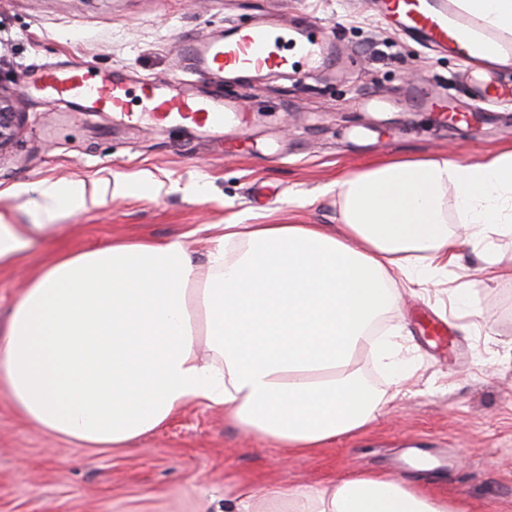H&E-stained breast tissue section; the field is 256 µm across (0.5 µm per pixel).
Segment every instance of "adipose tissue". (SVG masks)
Wrapping results in <instances>:
<instances>
[{"label": "adipose tissue", "mask_w": 512, "mask_h": 512, "mask_svg": "<svg viewBox=\"0 0 512 512\" xmlns=\"http://www.w3.org/2000/svg\"><path fill=\"white\" fill-rule=\"evenodd\" d=\"M479 21L472 59L512 66V0H454ZM492 38H484L483 30ZM454 186L458 226L443 191ZM339 230L326 224L225 225L197 266L181 238L115 241L52 257L0 328V396L24 419L87 448H119L165 425L184 405L223 411L278 449L280 460L362 429L383 406L358 365L371 323L399 305L396 277L426 285L479 250L497 268L512 236V146L462 164L439 155L389 157L335 181ZM85 183L13 189L41 204L43 224L0 214V268L18 264L57 216L82 208ZM389 328L373 355L394 385L414 373ZM289 512H486L384 472H359L307 492L252 487Z\"/></svg>", "instance_id": "1"}]
</instances>
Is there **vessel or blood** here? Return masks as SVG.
<instances>
[{"label":"vessel or blood","mask_w":512,"mask_h":512,"mask_svg":"<svg viewBox=\"0 0 512 512\" xmlns=\"http://www.w3.org/2000/svg\"><path fill=\"white\" fill-rule=\"evenodd\" d=\"M382 17L395 31L419 37L426 45L468 59L470 46L448 26L442 0H380ZM328 43L316 22L285 31L266 22L232 28L224 34L190 42L196 69L250 83L269 72H299L320 67ZM50 98L81 112H108L118 123L169 124L194 135L218 136L240 111L238 102L198 96L178 82L133 81L116 72L81 66H49L26 80ZM512 101V82L492 79L474 87V101L448 110L449 124L471 122L483 106Z\"/></svg>","instance_id":"b4317fda"}]
</instances>
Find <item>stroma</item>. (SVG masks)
<instances>
[{"mask_svg": "<svg viewBox=\"0 0 512 512\" xmlns=\"http://www.w3.org/2000/svg\"><path fill=\"white\" fill-rule=\"evenodd\" d=\"M370 0H0V95L22 114L0 151V210L39 224L12 188L43 179L112 185L111 200L59 216L61 230L41 238L21 263L0 270V327L31 274L52 255L115 239L183 236L205 265L224 224H339L341 201L329 186L390 156L445 154L477 162L512 145V104L490 123L451 130L427 104L441 95L470 103L475 67L439 54L388 27ZM305 15L336 47L334 67L302 79L271 75L251 86L195 70L192 40L246 25L261 15ZM68 62L136 77L185 81L241 101L223 140L173 127H126L108 113L85 115L27 92L37 69ZM479 253L433 283L399 286L398 322L416 370L400 388L368 352L359 365L385 401L365 428L314 453L279 463L276 449L195 403L160 431L123 448H85L38 430L0 398V512H222L245 486L325 487L353 471L387 472L414 445L449 451L439 473L408 478L492 512H512V278L488 279ZM472 287L484 310L462 327L449 289ZM449 333L425 332L429 321Z\"/></svg>", "mask_w": 512, "mask_h": 512, "instance_id": "stroma-1", "label": "stroma"}]
</instances>
